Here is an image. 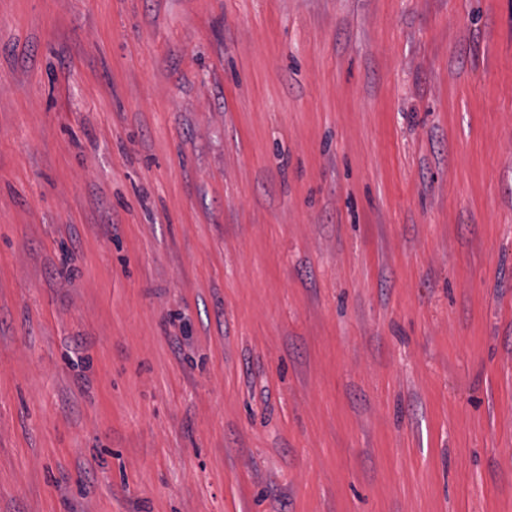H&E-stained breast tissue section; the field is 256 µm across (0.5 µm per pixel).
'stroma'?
Wrapping results in <instances>:
<instances>
[{
	"instance_id": "35a3bbf8",
	"label": "stroma",
	"mask_w": 512,
	"mask_h": 512,
	"mask_svg": "<svg viewBox=\"0 0 512 512\" xmlns=\"http://www.w3.org/2000/svg\"><path fill=\"white\" fill-rule=\"evenodd\" d=\"M0 512H512V0H0Z\"/></svg>"
}]
</instances>
